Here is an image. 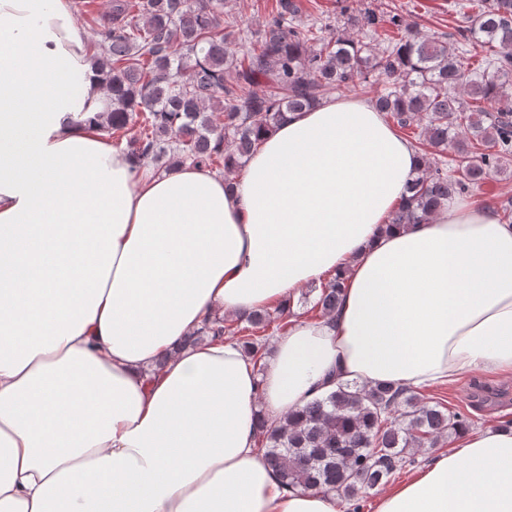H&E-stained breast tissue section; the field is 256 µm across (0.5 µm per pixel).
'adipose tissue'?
<instances>
[{
    "mask_svg": "<svg viewBox=\"0 0 512 512\" xmlns=\"http://www.w3.org/2000/svg\"><path fill=\"white\" fill-rule=\"evenodd\" d=\"M74 0H0V512H338L257 448L338 384L512 377V223L395 224L419 150L374 102L288 113L242 176L138 164ZM263 365L206 321L295 305ZM376 512H512V428L465 432ZM339 277L336 276L333 281L328 282L322 288V286H313L308 288L301 296L297 303V310L295 312L290 311L288 319L301 313L304 316L312 317L315 312H311V307L315 301L313 308L319 309L320 317L330 315L336 311L337 304L340 300L341 295V282ZM316 288V289H315ZM322 288V289H321ZM321 289V292H320ZM320 293V294H319ZM319 294V296H318Z\"/></svg>",
    "mask_w": 512,
    "mask_h": 512,
    "instance_id": "obj_1",
    "label": "adipose tissue"
}]
</instances>
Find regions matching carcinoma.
<instances>
[{
    "instance_id": "cac0c4a2",
    "label": "carcinoma",
    "mask_w": 512,
    "mask_h": 512,
    "mask_svg": "<svg viewBox=\"0 0 512 512\" xmlns=\"http://www.w3.org/2000/svg\"><path fill=\"white\" fill-rule=\"evenodd\" d=\"M225 6L226 0H112L111 20L97 32L101 53L93 66L112 95L107 132L140 123L128 141L138 162L167 168L189 162L230 172L286 113L364 84L372 73L387 83L377 109L430 147L392 223L426 221L449 197L480 189L512 161V0H462L466 25L454 48L415 31L380 51L359 39L326 35L327 24L301 21L297 0H275L255 39L227 30ZM385 20L400 26V17L372 9L348 17L370 30ZM233 44L247 49L240 54ZM470 45L486 51L473 72L462 62ZM450 145L471 161L451 166L445 159ZM340 295L339 278L325 284L314 303L320 316L336 311ZM234 322L238 341L257 362L282 328L267 311ZM229 330L227 319H214L188 343ZM467 427L461 412L440 401L430 405L391 384L352 383L277 423L260 419L257 442L286 487L336 493L361 512L363 491L388 482L406 463L407 449L434 448Z\"/></svg>"
}]
</instances>
